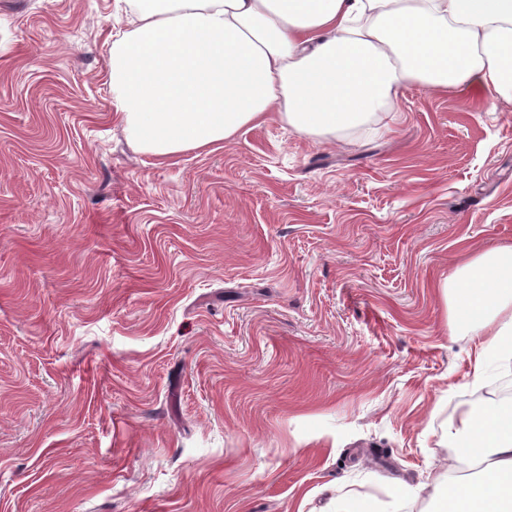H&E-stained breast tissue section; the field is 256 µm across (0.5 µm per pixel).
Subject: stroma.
I'll list each match as a JSON object with an SVG mask.
<instances>
[{
    "label": "stroma",
    "mask_w": 512,
    "mask_h": 512,
    "mask_svg": "<svg viewBox=\"0 0 512 512\" xmlns=\"http://www.w3.org/2000/svg\"><path fill=\"white\" fill-rule=\"evenodd\" d=\"M116 0H0V512H334L408 490L497 399L441 285L512 243V106L271 120L161 160L112 118Z\"/></svg>",
    "instance_id": "1"
}]
</instances>
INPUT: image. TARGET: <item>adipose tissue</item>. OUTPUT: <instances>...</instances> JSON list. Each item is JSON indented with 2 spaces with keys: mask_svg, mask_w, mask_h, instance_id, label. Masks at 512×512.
Returning <instances> with one entry per match:
<instances>
[{
  "mask_svg": "<svg viewBox=\"0 0 512 512\" xmlns=\"http://www.w3.org/2000/svg\"><path fill=\"white\" fill-rule=\"evenodd\" d=\"M112 43V110L128 141L170 160L273 118L316 141L389 127L402 89L490 91L512 104V0H125ZM472 367L512 360V244L443 284ZM454 462L475 480L442 512H512V407L463 413Z\"/></svg>",
  "mask_w": 512,
  "mask_h": 512,
  "instance_id": "adipose-tissue-1",
  "label": "adipose tissue"
}]
</instances>
